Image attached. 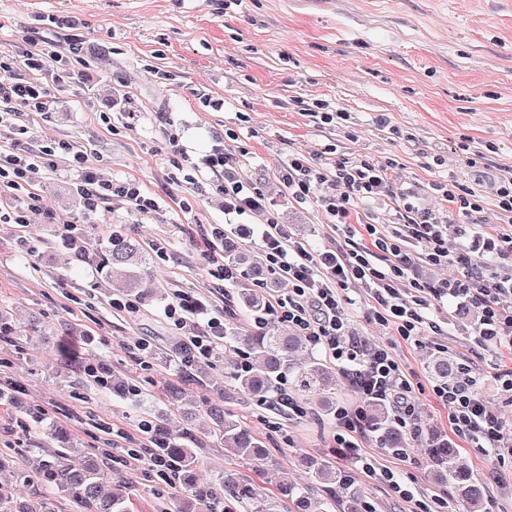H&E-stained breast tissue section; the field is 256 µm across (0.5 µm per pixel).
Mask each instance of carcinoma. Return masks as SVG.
<instances>
[{
	"label": "carcinoma",
	"instance_id": "obj_1",
	"mask_svg": "<svg viewBox=\"0 0 512 512\" xmlns=\"http://www.w3.org/2000/svg\"><path fill=\"white\" fill-rule=\"evenodd\" d=\"M99 269L108 277H121L127 282L137 278L150 263L146 248L136 239L114 234L95 254ZM224 263L234 266L247 287L239 289L237 299L228 304L224 317V347L238 343L247 347L244 361L230 360L224 364V401L244 405L269 406L283 394L284 383L294 385L302 397L318 399L323 413L331 415L338 406L336 372L320 358L312 345L285 321L265 316L268 301L255 293L257 288L276 286L272 270L249 261L244 248L229 232L224 233ZM46 325L35 320L17 327L9 311L0 309V338L13 336H43ZM164 367L179 378L193 376L195 360L184 349L178 348L164 360ZM431 375L448 384L464 376L466 368L440 353L427 362ZM86 379L105 390H112L142 410V421L150 429V436L161 446V451L179 464V475L188 493L170 496L160 507L167 512H218L230 501L241 512H369L364 489L349 479L345 471L329 459L315 457L307 460L314 482L322 488L320 508L312 509L314 488L288 483L280 477L278 459L232 408L208 403L206 410L213 421V433L224 445V452L248 466L250 473L228 470L214 482L197 487L193 473L198 458L194 445L196 434L188 429L177 439L171 437L165 426L164 414L134 383L112 375V371L83 369ZM162 400L190 422L196 415L194 402L184 398L182 389L170 383L162 393ZM365 421L382 448L400 455L413 445L425 449L432 463L434 484L448 489V501L464 512H488L489 500L485 487L468 471L457 464L460 449L442 433L429 429L410 434L396 423L394 410L387 401L365 400ZM51 439L60 443L53 449V459L34 460L23 483L30 490L0 488V512H54L55 495L66 493L84 512H131L129 488L113 487L103 493L106 473L96 460L86 459L68 445L67 433L58 427L46 428ZM271 486V492L261 494L256 481Z\"/></svg>",
	"mask_w": 512,
	"mask_h": 512
}]
</instances>
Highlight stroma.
Returning <instances> with one entry per match:
<instances>
[{
    "label": "stroma",
    "instance_id": "1",
    "mask_svg": "<svg viewBox=\"0 0 512 512\" xmlns=\"http://www.w3.org/2000/svg\"><path fill=\"white\" fill-rule=\"evenodd\" d=\"M35 28L60 41L55 67L71 78L59 86L40 75L51 100L48 113L0 103V153L22 157L50 146L57 163L56 170H39L18 194L0 195L6 207L18 196L33 197L36 205L26 225L0 222V305L21 325L40 315L73 329L70 342L79 356L68 364L37 336L0 340V383L23 388L20 403L0 401V448L16 450L13 466L0 470V485L20 483L29 456L51 454L44 430L58 423L82 454L102 456L108 486H128L136 512H155L156 479L127 462V449L141 442L136 410L84 383L77 368L106 359L113 371L158 394L173 374L143 371L136 342L148 340L156 359L183 344V331L164 315L175 293L206 299L223 312L228 299L214 293L198 246L209 225L223 223L224 195L215 175L192 169L212 148L245 154L243 175L270 198L278 223L317 250L335 245V227L317 203L296 202L278 181L297 153L319 156L326 167L339 157L396 159L397 187L434 210L439 201L432 182L454 177L480 195L482 209L472 222L487 232L497 225L494 186L512 175V0H239L231 7L224 0H0V56H15ZM71 34L83 41L82 56L63 45ZM317 101L347 112V120L323 123L306 110ZM382 116L388 127L378 125ZM21 126L27 135H17ZM173 136L185 159L172 157ZM63 142L83 150L101 177L138 183L157 200V211L141 214L116 198L87 213L70 184L72 157L60 150ZM466 145L485 152V159L467 166ZM67 224L97 244L122 229L145 246L163 243L165 250L135 284L111 280L67 245L61 235ZM23 239L34 246L33 256L19 249ZM127 294L137 298L139 312L112 308V297ZM429 318L437 331H426L414 345L371 321L361 302L351 332L368 343L392 344L411 380L422 386L420 427L451 431L426 368L438 351L469 365L487 400L512 415V392L496 379L512 367V354L472 344L471 307L452 303L431 310ZM24 408L36 415L25 428L14 421ZM237 412L263 439L279 441L277 455L290 481L312 482L301 456H333L365 488L373 512L412 508L380 481L377 471L384 467L432 501L435 512H455L446 490L431 482L423 449L392 455L366 436L361 453L376 467L370 473L337 458L336 420L314 403L292 417L268 407ZM100 421L119 432L113 454L105 452ZM195 433L197 485L238 468L206 415H198ZM454 444L460 465L483 481L491 512H512V458L497 460L459 438Z\"/></svg>",
    "mask_w": 512,
    "mask_h": 512
}]
</instances>
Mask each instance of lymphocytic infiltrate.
I'll use <instances>...</instances> for the list:
<instances>
[{"label":"lymphocytic infiltrate","mask_w":512,"mask_h":512,"mask_svg":"<svg viewBox=\"0 0 512 512\" xmlns=\"http://www.w3.org/2000/svg\"><path fill=\"white\" fill-rule=\"evenodd\" d=\"M39 43V37H30L23 53L21 66L30 71V78L17 76V67L0 60V101L17 102L31 112L49 111L51 102L32 75L46 70L48 61L58 60L59 54L45 51ZM51 155V148L43 147L25 159L0 157V193L31 180L40 165H51ZM72 158V186L87 212H97L116 197L143 214L156 210L157 200L138 184L102 179L88 165L84 152H73ZM241 165L240 158L216 148L194 168L223 174L220 190L225 216L261 217L265 260L289 284L288 292L269 305L268 315L288 322L337 363L362 397L390 401L401 426H410L416 417V387L386 343L367 344L350 336L356 303L352 290L364 292L374 320L392 328L403 341L415 343L422 336L423 309L461 300L478 313L474 336L479 346L512 350V269H489L483 258L488 251L512 262V178L501 181L496 189L502 227L484 238L481 247L462 246L452 253L449 233L465 234L466 227L451 223L450 217L479 211L474 188L451 178L433 182L432 190L445 204L440 216L422 209L413 194L394 186L391 162L341 158L329 172L304 156H295L280 172L289 196L300 201L316 199L329 223L345 229L335 249L315 252L291 240L259 188L241 175ZM366 200L393 212L395 222L389 232L380 231L371 217L359 213V204ZM422 264L451 265L456 272L428 281L419 274ZM165 315L176 327L190 328L186 346L194 358H209L224 337L223 317L194 296L177 294ZM432 392L447 408L455 435L497 457L512 456V417L490 407L476 380L465 377L433 386ZM337 421V454L361 460L363 469H371V462L362 461L359 452L367 434L362 411L339 410Z\"/></svg>","instance_id":"f902f5d3"}]
</instances>
